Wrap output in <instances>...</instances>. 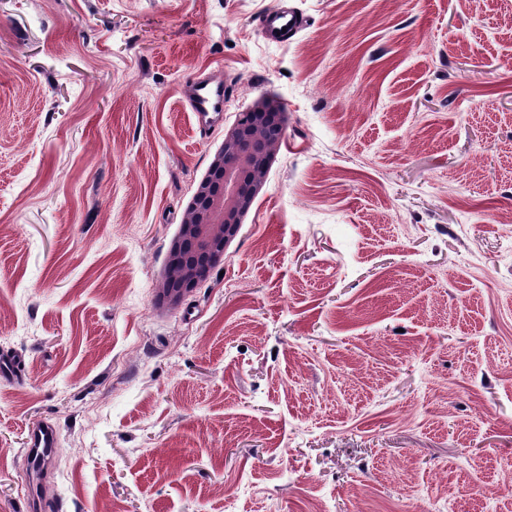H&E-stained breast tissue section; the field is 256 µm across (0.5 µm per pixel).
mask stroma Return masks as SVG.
Here are the masks:
<instances>
[{"label": "stroma", "instance_id": "stroma-1", "mask_svg": "<svg viewBox=\"0 0 512 512\" xmlns=\"http://www.w3.org/2000/svg\"><path fill=\"white\" fill-rule=\"evenodd\" d=\"M264 96L263 192L157 307ZM2 351L0 512L42 421L44 512H512V0H0ZM261 27L268 39L280 41L289 33H296L300 28V23L293 10L281 8L266 13L261 19ZM283 28H286L285 33H282ZM188 106L194 112L201 124H206L215 114L217 117L224 112V85H213L210 80L203 79L195 83L193 93L189 98ZM285 123L282 106L263 97L224 136L170 244L159 285L160 302L178 303L224 261L226 244L264 186ZM274 126L280 129L275 136L270 133ZM27 455L33 467L41 469L50 461L55 448L58 446V437L55 427L50 423H42L33 428L28 437ZM40 448H42L40 450Z\"/></svg>", "mask_w": 512, "mask_h": 512}]
</instances>
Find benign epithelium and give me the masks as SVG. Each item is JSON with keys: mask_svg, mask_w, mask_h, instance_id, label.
Returning a JSON list of instances; mask_svg holds the SVG:
<instances>
[{"mask_svg": "<svg viewBox=\"0 0 512 512\" xmlns=\"http://www.w3.org/2000/svg\"><path fill=\"white\" fill-rule=\"evenodd\" d=\"M285 123L282 106L263 97L224 136L170 244L160 302L178 303L224 261V248L262 190L279 149L280 136L270 128L281 129Z\"/></svg>", "mask_w": 512, "mask_h": 512, "instance_id": "benign-epithelium-1", "label": "benign epithelium"}]
</instances>
